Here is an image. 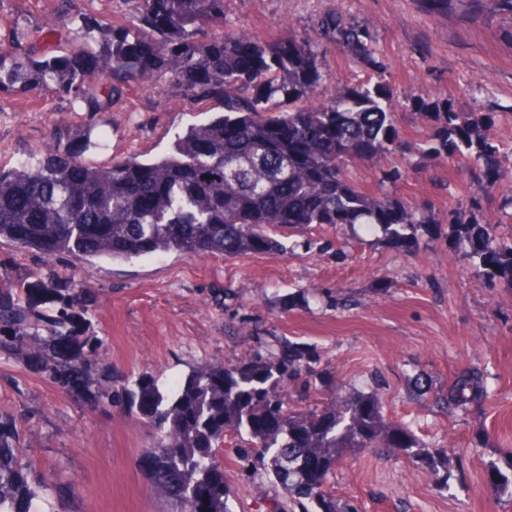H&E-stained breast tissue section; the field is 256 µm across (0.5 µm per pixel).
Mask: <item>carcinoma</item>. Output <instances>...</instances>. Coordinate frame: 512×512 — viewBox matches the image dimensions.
<instances>
[{
  "mask_svg": "<svg viewBox=\"0 0 512 512\" xmlns=\"http://www.w3.org/2000/svg\"><path fill=\"white\" fill-rule=\"evenodd\" d=\"M134 2L131 23L40 28L46 43L69 46L61 55L0 52V94L49 92L92 120L123 111L135 85L171 81L224 114L189 125L165 154L148 159L100 165L58 144L0 166V242L80 261L168 253L228 259L280 253V229L370 224L389 245L416 251L417 225L426 220L363 193L348 176L351 161L379 165L400 140L390 90L368 81L316 100L326 75L307 38L267 42L233 27L207 33L224 21L226 0ZM454 2L476 15L512 13V0H424L435 14ZM319 27L371 61L367 29L334 15ZM422 108L434 110L443 131L427 152L467 159L486 187H496L501 148L489 136L491 119L441 98ZM451 231L469 244L474 279L488 287L512 280V237L492 236V223H473L463 212ZM86 294L36 273L8 279L0 286V352L148 424V480L180 512H232L219 461L228 436L245 469L281 486L273 512H358L327 489L347 451L425 454L408 428L385 417L375 394L345 390L337 405L292 409L286 389L300 391L312 369L308 351L290 341L236 365L197 366L167 392L152 378L115 370L87 335ZM483 393L482 374L472 368L456 377L447 402L459 406ZM0 512H39L38 485L10 421H0Z\"/></svg>",
  "mask_w": 512,
  "mask_h": 512,
  "instance_id": "1",
  "label": "carcinoma"
}]
</instances>
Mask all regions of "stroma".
Returning a JSON list of instances; mask_svg holds the SVG:
<instances>
[{"label":"stroma","instance_id":"obj_1","mask_svg":"<svg viewBox=\"0 0 512 512\" xmlns=\"http://www.w3.org/2000/svg\"><path fill=\"white\" fill-rule=\"evenodd\" d=\"M134 14L133 0H0V51L15 49V23L33 30L49 21L64 31ZM330 14L368 29L373 63L320 29ZM226 22L266 41L309 38L327 87L387 85L403 140L387 167L401 176L382 180L367 160L349 175L366 194L426 217L419 251L399 252L363 224L313 227L293 233L287 252L232 259L158 254L86 263L5 242L0 276L53 274L88 289L89 333L102 340L108 364L163 388L204 363L236 364L285 339L305 345L318 357L310 405L334 404L341 387L377 393L386 417L428 447L419 458L345 453L329 478L338 497L359 512H512V493L487 474L512 452V281L489 288L473 279L468 245L449 230L462 211L479 222L498 219L499 232L512 233V156L501 160L497 188L485 190L466 161L421 151L439 124L418 108L447 96L460 111L491 116L494 140L512 142V14L437 15L422 0H228ZM220 112L171 83L160 92L133 87L125 111L96 116L110 149L95 160L160 154L187 125ZM86 123L51 93L0 98V165L55 141L78 149ZM474 367L485 395L449 409L452 380ZM0 418L16 422L25 465L74 486L73 512H169L146 475L149 431L120 410L91 404L0 354ZM223 462L234 512H270L281 487L242 472L233 441L224 444Z\"/></svg>","mask_w":512,"mask_h":512}]
</instances>
